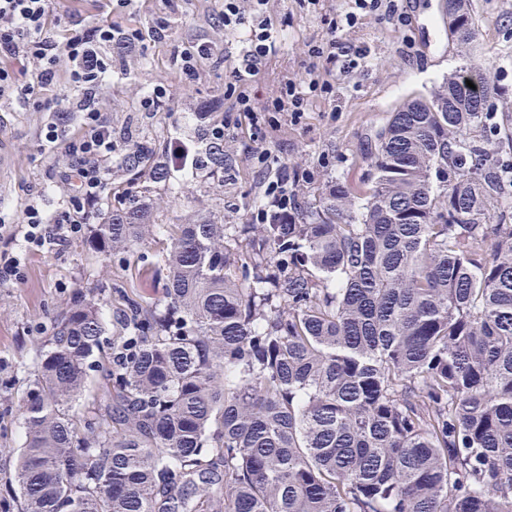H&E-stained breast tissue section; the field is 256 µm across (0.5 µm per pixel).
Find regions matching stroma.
<instances>
[{
    "label": "stroma",
    "mask_w": 512,
    "mask_h": 512,
    "mask_svg": "<svg viewBox=\"0 0 512 512\" xmlns=\"http://www.w3.org/2000/svg\"><path fill=\"white\" fill-rule=\"evenodd\" d=\"M223 2L131 0L128 6L116 4L106 12L100 0H54L55 36H63L77 22L105 18L123 31L141 34L135 49L113 44L101 48L110 63L101 91L115 144L110 185L128 184L119 163L134 149L149 150L158 142L178 139L204 149L210 126L229 111L231 101L224 96L226 56L238 51L249 28L225 32L220 18ZM326 4L321 14L312 12L303 0H269L278 52L255 78L256 106L264 105L282 79L305 77L308 43L327 38L328 19H343L347 10L345 0H326ZM472 8L479 17L476 54L502 91L494 110L512 113V0H472ZM402 10L401 24L368 16L344 29V37L363 49L364 57L352 71L337 75L332 97L313 101L302 124L282 121L267 140V148L287 169L312 172L302 195L313 193L329 176L353 185L366 180L368 166L361 157L365 133L382 126L409 98L429 95L462 64L463 54L449 37L445 0H403ZM201 41L213 42L215 51L199 60L194 79H186L181 55ZM159 83L168 89L167 105L150 116L140 112L142 95ZM51 119V113L0 100V216L7 230L20 235L25 232L22 218L28 203L37 202L59 219L67 211L57 187L64 159L44 139ZM254 148L248 133L237 131L224 141L223 173L171 171L153 192L155 222L180 224L193 215L211 213L228 224L251 223L263 202L261 174L252 160ZM112 203V193H105L92 209L82 236L53 249L27 250L20 282H0V483L12 478L16 453L25 442L18 406L51 317L81 290L99 298L103 323L112 333L118 308L115 289L133 287L155 300L164 296L162 282L135 277L137 269L158 261V248L151 239L141 241L133 253L113 257L91 248L92 228Z\"/></svg>",
    "instance_id": "stroma-1"
}]
</instances>
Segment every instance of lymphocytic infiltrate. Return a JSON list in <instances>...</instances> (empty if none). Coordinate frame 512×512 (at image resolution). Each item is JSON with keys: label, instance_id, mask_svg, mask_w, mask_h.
<instances>
[{"label": "lymphocytic infiltrate", "instance_id": "1", "mask_svg": "<svg viewBox=\"0 0 512 512\" xmlns=\"http://www.w3.org/2000/svg\"><path fill=\"white\" fill-rule=\"evenodd\" d=\"M50 0H0V55L17 60L18 69L0 67V99H8L26 108L39 92L54 86L59 72H66L74 90L71 98L53 102L56 120L45 135L47 143L68 160L61 183L71 210L65 220L48 215L38 203L24 209L27 229L25 242L37 247L58 245L80 235L85 229L89 209L104 194L112 159V127L104 114L101 86L108 64L98 51L99 45L119 42L132 47L135 38L111 24L71 29L65 41H57L48 33L51 22ZM268 0H224L222 23L225 30H236L244 20H251L249 41L230 71L227 92L232 110L220 124L210 128L212 138L222 139L232 127L258 125L253 105L252 81L268 58L276 51V37L266 20ZM308 54L314 73L309 80L284 79L269 108L289 113L292 122L304 118L313 98L331 94L330 74L348 69L357 54L346 40L331 37L310 45ZM257 161L262 169L275 171L274 179L264 181L265 207L254 216L265 223L269 209L287 215L294 205L298 189L308 182L306 171L288 176L280 171L277 155L261 151Z\"/></svg>", "mask_w": 512, "mask_h": 512}]
</instances>
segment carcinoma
<instances>
[{
  "label": "carcinoma",
  "mask_w": 512,
  "mask_h": 512,
  "mask_svg": "<svg viewBox=\"0 0 512 512\" xmlns=\"http://www.w3.org/2000/svg\"><path fill=\"white\" fill-rule=\"evenodd\" d=\"M468 52L470 0H448ZM471 81L475 88L466 85ZM477 58L366 134L368 187L330 178L283 219L152 221L163 151L94 234L144 238L165 300L53 318L5 485L19 512H512V163ZM224 169V146H206ZM99 373L92 410L73 403Z\"/></svg>",
  "instance_id": "obj_1"
}]
</instances>
